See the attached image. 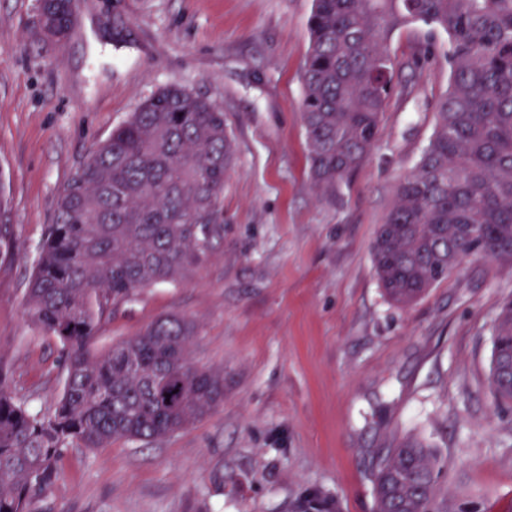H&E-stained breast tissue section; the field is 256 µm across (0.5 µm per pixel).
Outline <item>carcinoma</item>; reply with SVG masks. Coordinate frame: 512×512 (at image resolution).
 I'll return each instance as SVG.
<instances>
[{
    "label": "carcinoma",
    "mask_w": 512,
    "mask_h": 512,
    "mask_svg": "<svg viewBox=\"0 0 512 512\" xmlns=\"http://www.w3.org/2000/svg\"><path fill=\"white\" fill-rule=\"evenodd\" d=\"M45 26L70 36L62 5ZM421 23L448 36V90L415 169L396 185L372 244L386 299L415 305L469 257L512 264V0H313L302 69L310 177L334 197L369 155L396 93L393 33ZM235 162L224 112L168 85L144 100L60 192L26 290L33 329L58 341L65 381L32 412L0 378V512L30 504L66 448L155 441L224 402V373L199 365L189 319L167 316L100 352L102 320L140 291L175 285L224 243V179ZM490 386L512 406V297L493 327ZM446 461L422 440L385 449L377 512L438 505ZM301 512H333L309 495Z\"/></svg>",
    "instance_id": "cac0c4a2"
}]
</instances>
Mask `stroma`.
I'll use <instances>...</instances> for the list:
<instances>
[{"instance_id": "obj_1", "label": "stroma", "mask_w": 512, "mask_h": 512, "mask_svg": "<svg viewBox=\"0 0 512 512\" xmlns=\"http://www.w3.org/2000/svg\"><path fill=\"white\" fill-rule=\"evenodd\" d=\"M50 50L35 0H0V367L31 408L56 401L60 345L24 302L55 202L94 145L158 89L180 84L227 119L224 247L185 281L141 291L105 318L106 349L178 314L196 362L224 374V403L172 436L71 448L32 512H376L382 449L413 435L444 458L452 508L512 512V410L490 391L492 329L512 266L473 257L401 310L371 247L434 129L448 38L396 32L397 81L375 145L335 199L308 174L301 73L312 0H73Z\"/></svg>"}]
</instances>
